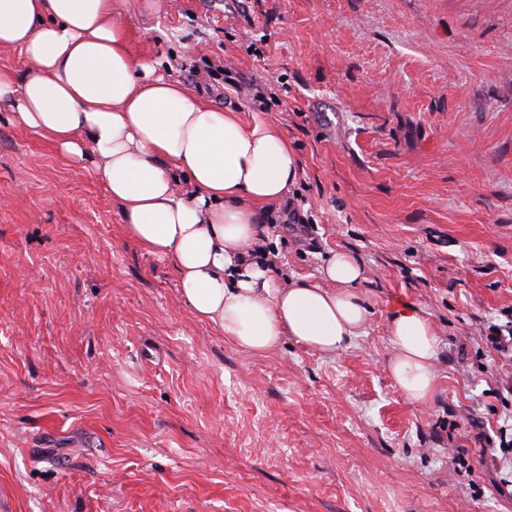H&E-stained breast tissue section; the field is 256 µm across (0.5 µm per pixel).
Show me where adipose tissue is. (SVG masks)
<instances>
[{
  "label": "adipose tissue",
  "instance_id": "adipose-tissue-1",
  "mask_svg": "<svg viewBox=\"0 0 512 512\" xmlns=\"http://www.w3.org/2000/svg\"><path fill=\"white\" fill-rule=\"evenodd\" d=\"M0 47L29 63L22 74L0 68V111L67 162L88 166L127 235L170 261L197 320L259 356L287 337L331 356L364 334L367 309L356 292L364 267L351 255L328 256L318 281L288 284L247 257L264 235V207L282 203L298 175L276 124L242 122L154 75L131 53L115 0H0ZM388 326L399 390L426 401L437 384L433 324L405 306Z\"/></svg>",
  "mask_w": 512,
  "mask_h": 512
}]
</instances>
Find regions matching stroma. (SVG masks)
I'll return each instance as SVG.
<instances>
[{
  "mask_svg": "<svg viewBox=\"0 0 512 512\" xmlns=\"http://www.w3.org/2000/svg\"><path fill=\"white\" fill-rule=\"evenodd\" d=\"M130 49L263 117L300 162L307 248L269 211L279 281L352 254L364 336L257 356L195 319L85 169L0 112V501L9 512H512L453 416L503 413L512 361V0H118ZM240 73L223 88L210 65ZM432 320L430 400L387 363ZM468 468L454 469L455 448ZM394 356L389 370L404 397L423 402L435 391L438 337L428 317L418 308L403 306L388 319Z\"/></svg>",
  "mask_w": 512,
  "mask_h": 512,
  "instance_id": "1",
  "label": "stroma"
}]
</instances>
